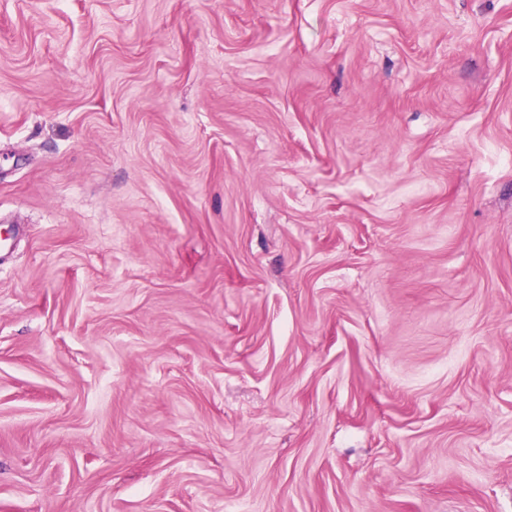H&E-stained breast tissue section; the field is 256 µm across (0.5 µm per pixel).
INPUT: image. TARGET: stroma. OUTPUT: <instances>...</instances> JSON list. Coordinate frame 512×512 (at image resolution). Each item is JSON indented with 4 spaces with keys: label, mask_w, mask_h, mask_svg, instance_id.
<instances>
[{
    "label": "stroma",
    "mask_w": 512,
    "mask_h": 512,
    "mask_svg": "<svg viewBox=\"0 0 512 512\" xmlns=\"http://www.w3.org/2000/svg\"><path fill=\"white\" fill-rule=\"evenodd\" d=\"M0 512H512V0H0Z\"/></svg>",
    "instance_id": "obj_1"
}]
</instances>
